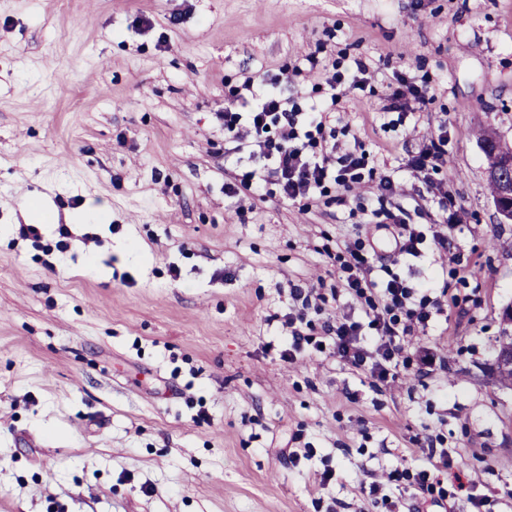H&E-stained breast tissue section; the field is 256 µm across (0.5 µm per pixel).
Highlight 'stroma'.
Segmentation results:
<instances>
[{"instance_id":"obj_1","label":"stroma","mask_w":512,"mask_h":512,"mask_svg":"<svg viewBox=\"0 0 512 512\" xmlns=\"http://www.w3.org/2000/svg\"><path fill=\"white\" fill-rule=\"evenodd\" d=\"M312 54L369 64L336 139L400 185L413 223H452L460 265L397 256L385 227L320 199L225 193L251 163H225L217 112L283 69L319 104ZM397 71L431 92L396 124ZM443 129L448 162L422 179L407 163ZM484 131L512 145V0H0V512H512V388L488 371L512 224ZM353 250L384 263L375 281L434 283L444 312L418 346L445 367L392 383L328 350L281 360L293 286L325 297L313 341L359 309ZM432 446L448 474L422 488ZM405 468L374 501L376 475Z\"/></svg>"}]
</instances>
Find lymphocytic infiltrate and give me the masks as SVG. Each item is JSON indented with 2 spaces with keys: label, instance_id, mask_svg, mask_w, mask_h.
Here are the masks:
<instances>
[{
  "label": "lymphocytic infiltrate",
  "instance_id": "lymphocytic-infiltrate-1",
  "mask_svg": "<svg viewBox=\"0 0 512 512\" xmlns=\"http://www.w3.org/2000/svg\"><path fill=\"white\" fill-rule=\"evenodd\" d=\"M283 82L279 74L247 75L242 93L224 105L220 117L225 138L234 142L236 152H248L256 162L239 182L227 184L228 194L254 199L272 184L282 199L294 201L326 194L332 188L336 191L333 203L348 205L354 187L365 180V152L340 149L329 111L304 109L284 95ZM399 193L400 187L391 177L381 178L376 186L380 206L366 213L365 223L389 226L400 256L453 255L455 245L447 233L416 228L405 208H382V201ZM347 269L345 290L350 296L363 299L364 318L358 321L351 314H343L326 321L323 333L331 339L333 353L343 364L382 382L398 379L409 369L404 356L406 345L417 329L426 328L434 315L442 313L441 302L432 298L430 283L412 287L395 274L382 287H370L372 267L362 253H352ZM290 294L301 307L286 318L291 343L280 357L292 364L310 341L305 310L321 295L317 289L296 286ZM366 328L371 331L367 337L362 334Z\"/></svg>",
  "mask_w": 512,
  "mask_h": 512
}]
</instances>
